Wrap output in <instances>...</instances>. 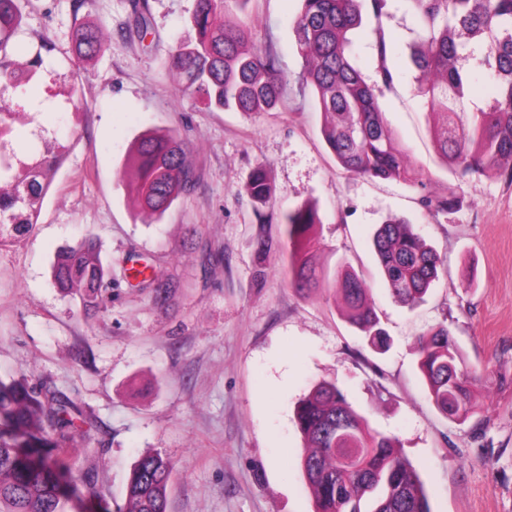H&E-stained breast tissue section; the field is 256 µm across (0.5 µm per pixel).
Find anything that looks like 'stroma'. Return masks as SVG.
Returning <instances> with one entry per match:
<instances>
[{"label": "stroma", "mask_w": 512, "mask_h": 512, "mask_svg": "<svg viewBox=\"0 0 512 512\" xmlns=\"http://www.w3.org/2000/svg\"><path fill=\"white\" fill-rule=\"evenodd\" d=\"M135 0H28L23 37L51 47L36 80L46 99L0 98L15 125L47 128L45 146L65 160L30 233L0 243V381L48 382L87 418L78 464L94 495L75 512H116L139 454L152 449L173 471L169 512H313L301 470L304 444L294 407L334 381L372 430L395 437L420 473L432 512H512V182L463 176L435 151L433 119L416 97L408 44L418 24L404 0L383 21L396 76L384 117L416 182L369 180L336 163L311 92L301 91L295 48L298 0H252L253 36L275 54L286 81L276 112H212L180 96L168 67L191 38L194 0H136L151 29L138 37ZM94 20L112 49L78 70L73 36ZM172 130L193 145L198 185L161 220L140 214L126 160L146 130ZM274 187L260 223L245 192L256 165ZM454 190L444 215L419 204L421 190ZM310 202L323 219L311 232L318 266L348 263L369 288L389 337L372 350L325 288L302 297L288 282L279 244L288 210ZM390 216L408 221L437 253L439 278L423 301L395 302L373 236ZM99 239L112 297L87 315L54 287L61 248ZM272 250L255 251L258 238ZM175 289L164 305L133 288L137 260ZM263 279H256V270ZM447 325L467 365L484 378L464 423L433 406L413 342Z\"/></svg>", "instance_id": "1"}]
</instances>
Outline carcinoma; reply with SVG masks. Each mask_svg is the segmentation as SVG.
<instances>
[{"label":"carcinoma","mask_w":512,"mask_h":512,"mask_svg":"<svg viewBox=\"0 0 512 512\" xmlns=\"http://www.w3.org/2000/svg\"><path fill=\"white\" fill-rule=\"evenodd\" d=\"M250 0H195L187 24L193 39L175 45L169 69L179 80V93L207 109L235 110L247 115L274 112L284 105L285 80L280 62L252 41L246 13ZM295 44L304 60L302 87H309L323 114L322 136L348 173L368 179L415 180L404 151L384 118L380 97L394 74L383 28L389 0H299ZM416 16L421 44L409 56L419 72L416 96L428 112L443 117L434 131L443 162L461 175L492 171L512 178V0H405ZM25 0H0V88L39 98L33 82L50 52L47 43L33 47L19 39ZM374 21L379 64L368 79L356 65L351 34ZM77 62L96 59L112 49L103 27L87 23L76 31ZM493 80L482 104L473 95V69ZM46 128L29 133L0 119V236L10 227L16 236L37 223V204L47 194L62 166L55 152L25 155L21 145L42 138ZM190 146L171 131L144 132L129 162L136 173L138 207L162 216L198 182L188 162ZM247 193L259 220L273 196L264 166H256ZM425 209L450 214L461 205L453 191L424 193ZM321 223L316 208L300 205L285 216L290 282L305 293L336 287L348 322L367 344L385 350L388 338L362 279L348 266L336 272L317 270L307 256L311 229ZM381 271L396 302L414 305L439 277L434 250L405 222L390 218L374 235ZM151 265L135 270L137 288L150 290L155 302L167 300L174 285L156 275ZM61 293L79 301L87 314L108 299L109 270L99 243L87 237L61 249L52 267ZM417 364L428 395L452 422L472 413L471 393L480 371L465 364L448 327L429 328L417 339ZM304 438L302 469L314 512H432L415 467L396 440L369 429L338 385L315 384L295 409ZM85 420L64 393L42 382L29 385L0 381V512H70L79 485H90L89 473L69 456L67 445ZM336 448L355 454L342 461ZM170 461L147 450L134 465L126 503L117 512H167Z\"/></svg>","instance_id":"obj_1"}]
</instances>
